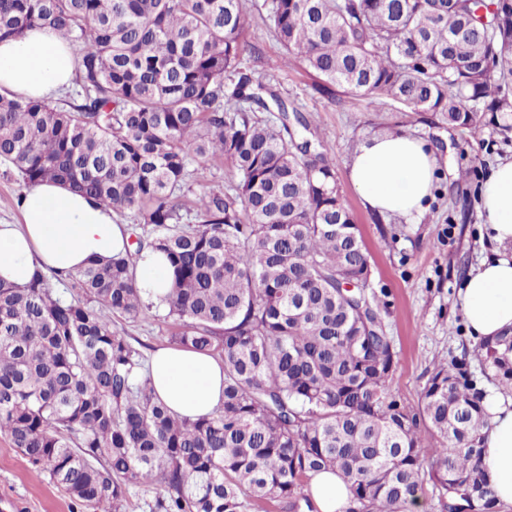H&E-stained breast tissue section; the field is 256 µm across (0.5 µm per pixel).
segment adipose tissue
Wrapping results in <instances>:
<instances>
[{
  "instance_id": "obj_1",
  "label": "adipose tissue",
  "mask_w": 512,
  "mask_h": 512,
  "mask_svg": "<svg viewBox=\"0 0 512 512\" xmlns=\"http://www.w3.org/2000/svg\"><path fill=\"white\" fill-rule=\"evenodd\" d=\"M75 72L70 46L55 30L34 28L0 42V93L45 100L70 86ZM347 167L366 208L407 224L421 223L444 177L433 145L406 131L371 137ZM19 208L21 223L0 224V280L15 286L49 271L77 272L130 247L129 230L112 208L61 182L25 187ZM477 213L492 248L467 274L457 302L470 340L479 345L512 333V159L482 178ZM133 271L144 299L166 306L171 281L164 254L144 249ZM150 374L157 398L178 416L209 414L224 400L223 360L194 349H157ZM484 406L490 423L482 432L481 466L498 503L512 506V394L490 389ZM310 491L320 512H344L351 496L330 470L311 477Z\"/></svg>"
}]
</instances>
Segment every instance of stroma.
Masks as SVG:
<instances>
[{
    "label": "stroma",
    "instance_id": "obj_1",
    "mask_svg": "<svg viewBox=\"0 0 512 512\" xmlns=\"http://www.w3.org/2000/svg\"><path fill=\"white\" fill-rule=\"evenodd\" d=\"M249 19L245 66L263 76L288 106L297 107L333 145L336 178L369 253L371 282L386 304L385 321L400 354L390 394L417 409L435 365L456 359L470 372L479 366L468 342L457 291L476 267L488 240L477 214L481 177L497 159L512 157V130L486 125L478 137L448 128L434 116L411 111L381 96L330 97L315 90L314 77L301 68H285L277 34L267 17V0H245ZM393 129L430 141L449 172L471 169L469 178L444 185L418 224L385 221L368 211L347 179L346 165L367 138ZM187 201L203 192L235 185L236 171L223 162L191 165ZM123 336L141 354L167 346L177 324L164 317L120 320ZM71 500L48 477L37 476L27 459L0 434V512H71Z\"/></svg>",
    "mask_w": 512,
    "mask_h": 512
}]
</instances>
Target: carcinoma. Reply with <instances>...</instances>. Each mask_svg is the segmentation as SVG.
Returning a JSON list of instances; mask_svg holds the SVG:
<instances>
[{"label": "carcinoma", "mask_w": 512, "mask_h": 512, "mask_svg": "<svg viewBox=\"0 0 512 512\" xmlns=\"http://www.w3.org/2000/svg\"><path fill=\"white\" fill-rule=\"evenodd\" d=\"M270 19L281 63L333 96H384L474 137L512 112V0H271ZM247 25L242 0H0V40L49 26L80 47L68 108L0 95V160L137 215L151 236L136 249L170 264L175 344L224 360L221 408L178 418L115 324L154 313L132 254L67 277L69 301L44 276L0 281V434L78 512H125L137 486L156 512H318L304 487L322 470L349 486L346 512H409L428 479L443 512H488L486 390L452 361L418 411L391 397L399 353L332 147L242 66ZM263 90L281 117L255 116ZM207 158L239 180L181 224L189 165ZM473 354L512 390V336Z\"/></svg>", "instance_id": "cac0c4a2"}]
</instances>
